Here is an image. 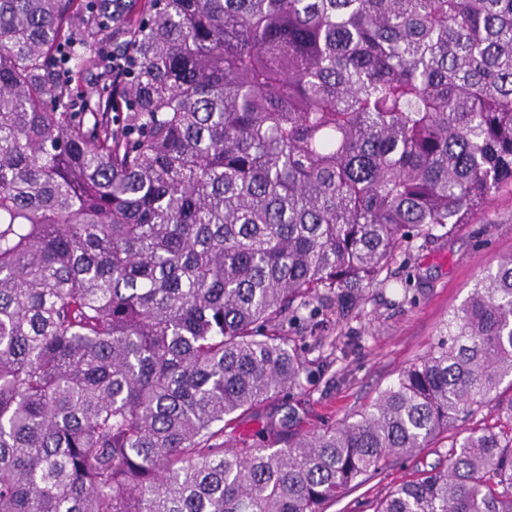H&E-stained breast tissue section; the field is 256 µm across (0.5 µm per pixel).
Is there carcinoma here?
<instances>
[{
  "mask_svg": "<svg viewBox=\"0 0 512 512\" xmlns=\"http://www.w3.org/2000/svg\"><path fill=\"white\" fill-rule=\"evenodd\" d=\"M512 186V0H0V512H327L512 389V253L284 447L288 327ZM374 512H512V398Z\"/></svg>",
  "mask_w": 512,
  "mask_h": 512,
  "instance_id": "cac0c4a2",
  "label": "carcinoma"
}]
</instances>
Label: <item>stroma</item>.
Segmentation results:
<instances>
[{
  "mask_svg": "<svg viewBox=\"0 0 512 512\" xmlns=\"http://www.w3.org/2000/svg\"><path fill=\"white\" fill-rule=\"evenodd\" d=\"M512 252V190H502L484 212L456 225L444 237L415 239L396 252L391 279L373 289L365 305L348 315L317 316L293 326L292 336H335V353L310 349L301 390L266 402L264 415L276 420L295 414L303 430L340 423L363 412L379 391L396 381L400 369L427 354L440 327L469 297L478 278ZM448 447L423 449L351 490L328 512H372L418 468L447 463Z\"/></svg>",
  "mask_w": 512,
  "mask_h": 512,
  "instance_id": "35a3bbf8",
  "label": "stroma"
}]
</instances>
